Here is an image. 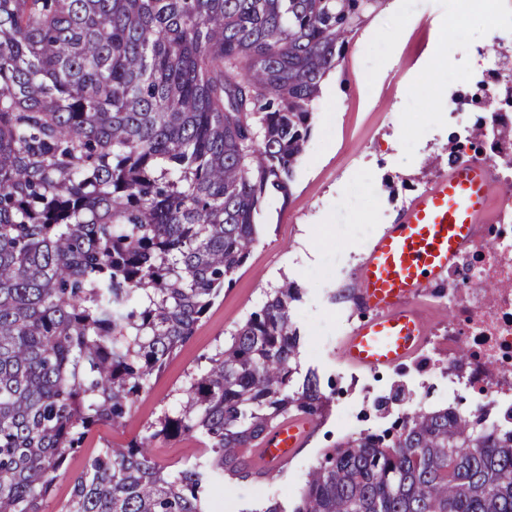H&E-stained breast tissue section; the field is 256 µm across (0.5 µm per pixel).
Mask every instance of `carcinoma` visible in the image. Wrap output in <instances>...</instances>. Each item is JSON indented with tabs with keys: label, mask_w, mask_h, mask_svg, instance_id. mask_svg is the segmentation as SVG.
I'll return each mask as SVG.
<instances>
[{
	"label": "carcinoma",
	"mask_w": 512,
	"mask_h": 512,
	"mask_svg": "<svg viewBox=\"0 0 512 512\" xmlns=\"http://www.w3.org/2000/svg\"><path fill=\"white\" fill-rule=\"evenodd\" d=\"M386 0H0V512H43L95 424L125 423L290 193L313 102ZM302 286L275 289L180 410L105 448L62 512H211L252 451L336 391L300 373ZM200 436L179 466L146 448ZM240 512H512V436L411 405L291 501Z\"/></svg>",
	"instance_id": "carcinoma-1"
}]
</instances>
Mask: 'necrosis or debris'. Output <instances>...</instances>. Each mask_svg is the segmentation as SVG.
I'll return each instance as SVG.
<instances>
[{"label": "necrosis or debris", "instance_id": "necrosis-or-debris-1", "mask_svg": "<svg viewBox=\"0 0 512 512\" xmlns=\"http://www.w3.org/2000/svg\"><path fill=\"white\" fill-rule=\"evenodd\" d=\"M500 64L486 78L455 97L448 108L459 118L449 162L480 161L491 166L495 184L512 190V143L497 132L512 125V102L497 93ZM492 107L474 111L472 97ZM422 301L450 309L448 322L434 325L417 354L396 372L380 376L337 367L336 428L346 436L385 434L396 415L377 416L372 393L402 378L415 395L457 406L469 396L470 408L502 434L512 433V204L498 209L492 223L479 225L477 241L462 250L448 273L424 288Z\"/></svg>", "mask_w": 512, "mask_h": 512}]
</instances>
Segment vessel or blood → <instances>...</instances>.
<instances>
[{"instance_id": "vessel-or-blood-1", "label": "vessel or blood", "mask_w": 512, "mask_h": 512, "mask_svg": "<svg viewBox=\"0 0 512 512\" xmlns=\"http://www.w3.org/2000/svg\"><path fill=\"white\" fill-rule=\"evenodd\" d=\"M492 171L481 164L453 163L433 179L396 223L368 250L355 282V298L367 317L347 336L343 357L351 365L394 368L421 347L426 325L422 288L440 280L459 252L474 242L476 225L492 217ZM313 422L295 417L272 430L257 458L269 474L304 448Z\"/></svg>"}]
</instances>
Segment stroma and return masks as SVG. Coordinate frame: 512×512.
Returning <instances> with one entry per match:
<instances>
[{"label": "stroma", "mask_w": 512, "mask_h": 512, "mask_svg": "<svg viewBox=\"0 0 512 512\" xmlns=\"http://www.w3.org/2000/svg\"><path fill=\"white\" fill-rule=\"evenodd\" d=\"M502 14H512V0H388L371 17L324 81L291 193L268 199L246 265L153 378L129 420L103 422L90 431L81 451L68 459L44 512H61L74 478L102 449L127 445L148 423L179 409L188 375L284 282L303 286L293 310L302 367L310 365L314 340L324 366L339 360L336 322L344 306L328 298L336 276L360 265L394 223L399 209L393 195L413 199L447 172L448 105L461 77L482 78L475 58H491L487 29ZM435 55L439 67L426 69V59ZM335 442L331 424L315 425L307 447L274 479L221 486L217 501L223 512H239L264 495L292 496L319 449Z\"/></svg>", "instance_id": "obj_1"}]
</instances>
